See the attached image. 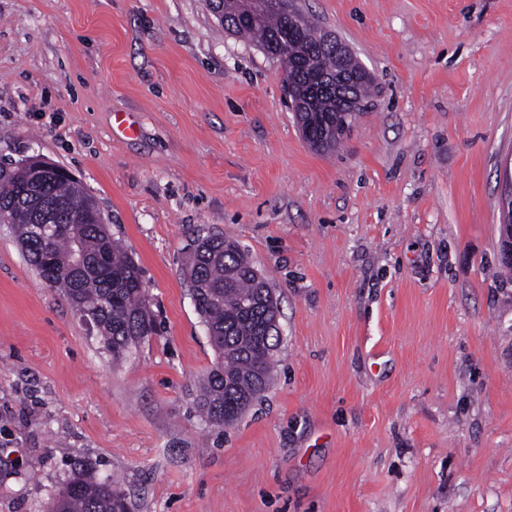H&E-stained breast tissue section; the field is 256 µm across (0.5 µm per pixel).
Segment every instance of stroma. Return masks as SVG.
Instances as JSON below:
<instances>
[{
    "label": "stroma",
    "mask_w": 512,
    "mask_h": 512,
    "mask_svg": "<svg viewBox=\"0 0 512 512\" xmlns=\"http://www.w3.org/2000/svg\"><path fill=\"white\" fill-rule=\"evenodd\" d=\"M295 7L376 79L331 152L205 0H0V163L72 172L161 321L113 362L0 223V512H47L77 462L129 512H512V0ZM215 234L280 302L223 429L184 276Z\"/></svg>",
    "instance_id": "1"
}]
</instances>
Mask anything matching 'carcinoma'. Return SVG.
Instances as JSON below:
<instances>
[{
	"instance_id": "carcinoma-1",
	"label": "carcinoma",
	"mask_w": 512,
	"mask_h": 512,
	"mask_svg": "<svg viewBox=\"0 0 512 512\" xmlns=\"http://www.w3.org/2000/svg\"><path fill=\"white\" fill-rule=\"evenodd\" d=\"M218 22L225 31L248 38L263 49L277 46L284 31L282 16L267 10L259 0H222ZM324 37L302 19L288 39V56L307 72L316 66L328 72L336 70L331 50L320 49ZM313 99L315 111L327 119L325 125L314 128L313 142L320 149L334 147L339 139L333 135V123L340 119L349 127L355 112L344 111L340 101L328 94ZM28 177L27 170L0 163V210L10 209L20 216L22 224L15 232L21 242L25 224L66 226L65 236L30 244L23 252L39 272L42 251L56 255L51 284L63 289L73 308L96 313L97 335L112 353V360H123L133 344L159 328L137 264L112 238L107 225L86 219L93 199L79 181L48 173L30 186L31 195L22 198L21 187ZM78 252L87 257L88 265L71 263ZM186 278L195 310L210 330L209 340L218 354L195 402L210 424L229 427L271 383L280 332L265 326L279 315L278 303L247 252L236 240L222 235L192 241ZM50 512H128V506L112 476L98 478L80 469L52 500Z\"/></svg>"
}]
</instances>
